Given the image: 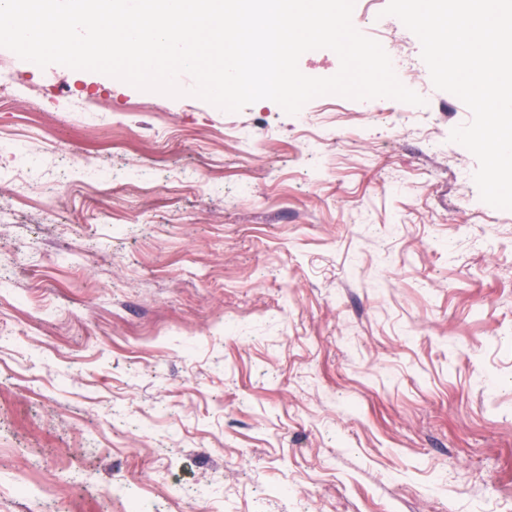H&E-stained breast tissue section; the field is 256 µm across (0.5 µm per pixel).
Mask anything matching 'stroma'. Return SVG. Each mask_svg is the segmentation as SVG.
I'll return each instance as SVG.
<instances>
[{
    "label": "stroma",
    "mask_w": 512,
    "mask_h": 512,
    "mask_svg": "<svg viewBox=\"0 0 512 512\" xmlns=\"http://www.w3.org/2000/svg\"><path fill=\"white\" fill-rule=\"evenodd\" d=\"M387 4L352 22L418 61L397 124L16 59L0 512H512V210Z\"/></svg>",
    "instance_id": "1"
}]
</instances>
